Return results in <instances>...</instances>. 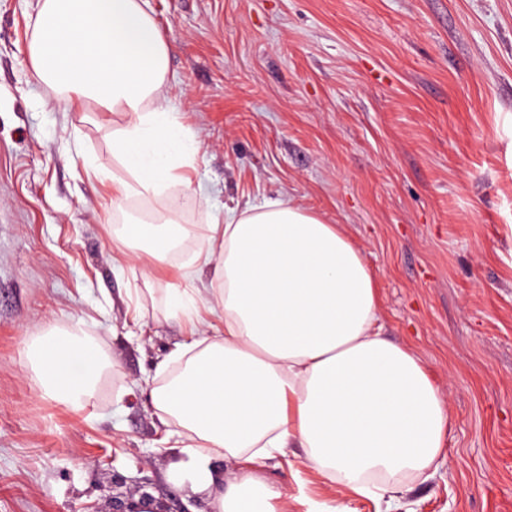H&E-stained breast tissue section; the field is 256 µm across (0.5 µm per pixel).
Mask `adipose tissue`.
<instances>
[{
    "mask_svg": "<svg viewBox=\"0 0 512 512\" xmlns=\"http://www.w3.org/2000/svg\"><path fill=\"white\" fill-rule=\"evenodd\" d=\"M168 53L149 0L39 2L28 46L36 77L70 106L92 101L127 116L112 154L129 177L113 180L114 198L162 194L192 164L194 137L166 98ZM209 230L167 300L195 328L202 312L223 316L224 331L176 344L158 365L167 378L149 391L201 512H282L284 493L256 465L293 445L311 470L400 512V484L428 478L450 417L421 358L383 337L362 252L341 225L281 199L225 207ZM186 233L131 219L117 229L120 260L149 272ZM204 267L203 303L188 285ZM28 358L44 392L76 410L108 365L74 328L50 329ZM219 456L237 468L222 473Z\"/></svg>",
    "mask_w": 512,
    "mask_h": 512,
    "instance_id": "ef3b65f1",
    "label": "adipose tissue"
}]
</instances>
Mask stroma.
<instances>
[{"mask_svg": "<svg viewBox=\"0 0 512 512\" xmlns=\"http://www.w3.org/2000/svg\"><path fill=\"white\" fill-rule=\"evenodd\" d=\"M169 47L170 106L198 150L189 184L117 202L112 132L71 110L27 46L38 0H0V512L109 506L113 473L171 512H199L146 388L188 336L167 303L225 206L292 200L342 225L380 287L384 334L446 395L437 472L407 483L408 512H512V0H150ZM103 166L105 178L92 170ZM190 237L150 276L117 270L120 224ZM80 326L109 355L75 410L44 394L27 347ZM261 461L288 495L381 512L303 465Z\"/></svg>", "mask_w": 512, "mask_h": 512, "instance_id": "35a3bbf8", "label": "stroma"}]
</instances>
